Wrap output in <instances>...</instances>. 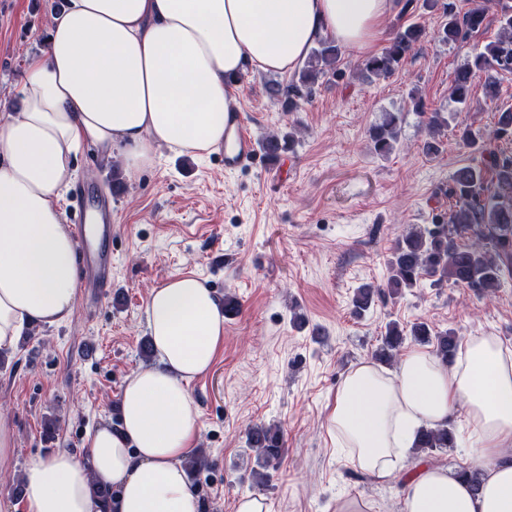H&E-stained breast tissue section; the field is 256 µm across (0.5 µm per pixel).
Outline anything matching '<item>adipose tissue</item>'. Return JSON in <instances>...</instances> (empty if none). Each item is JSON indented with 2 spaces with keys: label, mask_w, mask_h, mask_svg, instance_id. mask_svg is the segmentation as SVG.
<instances>
[{
  "label": "adipose tissue",
  "mask_w": 512,
  "mask_h": 512,
  "mask_svg": "<svg viewBox=\"0 0 512 512\" xmlns=\"http://www.w3.org/2000/svg\"><path fill=\"white\" fill-rule=\"evenodd\" d=\"M393 0H68L31 57L21 108L0 113V350L21 329L77 309L76 242L62 207L81 145L131 173L155 151L224 146L246 68L284 74L330 37L365 51ZM149 336L160 367L127 377L120 424L88 434L89 463L67 449L31 458L27 512H200L182 461L197 437L188 386L224 342L222 303L192 275L152 288ZM462 420L480 490L447 467L405 458L424 427ZM327 431L353 468L402 476L401 512H512V345L468 337L453 363L415 347L395 369L364 360L328 407ZM117 494L101 506L95 485Z\"/></svg>",
  "instance_id": "1"
}]
</instances>
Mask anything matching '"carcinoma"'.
I'll return each instance as SVG.
<instances>
[{
  "instance_id": "cac0c4a2",
  "label": "carcinoma",
  "mask_w": 512,
  "mask_h": 512,
  "mask_svg": "<svg viewBox=\"0 0 512 512\" xmlns=\"http://www.w3.org/2000/svg\"><path fill=\"white\" fill-rule=\"evenodd\" d=\"M448 20L438 31L439 40L456 43L470 33L479 31L494 15L499 24V36L483 49L467 58L455 72L450 96L459 103L468 100L473 80L492 71H512V6L503 0H477L464 14L454 5H444ZM425 28L419 23L401 26L392 33L387 47L379 54L367 57L360 72L368 76L392 75L404 59L422 42ZM332 74L342 76L341 50L332 40H321L313 48L298 72V83L282 87L277 82L266 85L268 96L283 104L287 111L296 108L299 86L310 87L319 78ZM416 111L425 118L427 139L423 150H439L438 133L449 126L440 112H426L420 99L413 100ZM400 116L387 112L374 124L369 135L374 151L390 155L398 141ZM458 138L480 154L481 164L463 166L455 171L447 187L439 189L448 198V220L438 216L432 223L415 227L395 241L390 260V276L381 285H366L354 293L352 306L360 315L371 305L374 296L387 292L402 295L429 280L438 285L447 280L466 288L480 298L495 295L506 275L512 273V153L507 154L493 145L512 138V110L498 113L495 129L490 135L470 126L457 131ZM291 136L268 134L262 138V148L272 159H278L290 149ZM492 173L495 186L489 187L487 173ZM429 345L443 359L452 358L459 349V337L453 331H438L424 321L404 327L390 322L385 327L378 350L380 361L390 363L399 355L406 340ZM247 441L256 451L263 469L279 466L284 452L283 433L276 425H260L249 429ZM423 453L456 447L455 434L448 427L424 428L415 444Z\"/></svg>"
}]
</instances>
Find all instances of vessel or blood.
<instances>
[{
  "label": "vessel or blood",
  "mask_w": 512,
  "mask_h": 512,
  "mask_svg": "<svg viewBox=\"0 0 512 512\" xmlns=\"http://www.w3.org/2000/svg\"><path fill=\"white\" fill-rule=\"evenodd\" d=\"M227 134L232 146L224 151L225 171L235 172L251 165L256 138L246 122L233 116ZM71 201L80 268L78 286L90 300L99 301L112 294V199L86 184L76 188Z\"/></svg>",
  "instance_id": "1"
}]
</instances>
